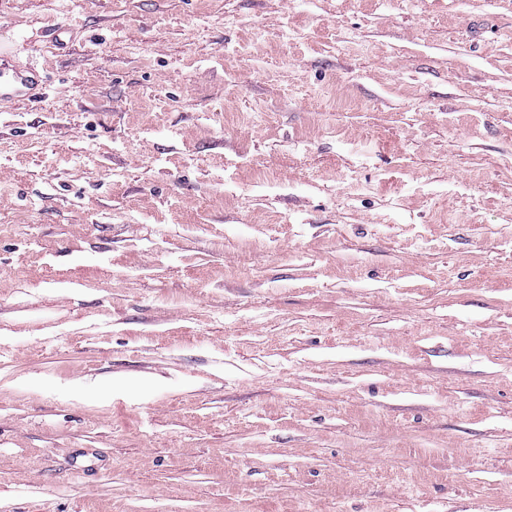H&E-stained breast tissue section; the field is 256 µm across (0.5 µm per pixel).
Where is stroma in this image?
<instances>
[{"label": "stroma", "instance_id": "obj_1", "mask_svg": "<svg viewBox=\"0 0 512 512\" xmlns=\"http://www.w3.org/2000/svg\"><path fill=\"white\" fill-rule=\"evenodd\" d=\"M0 46L49 78L0 512H512V0H0Z\"/></svg>", "mask_w": 512, "mask_h": 512}]
</instances>
